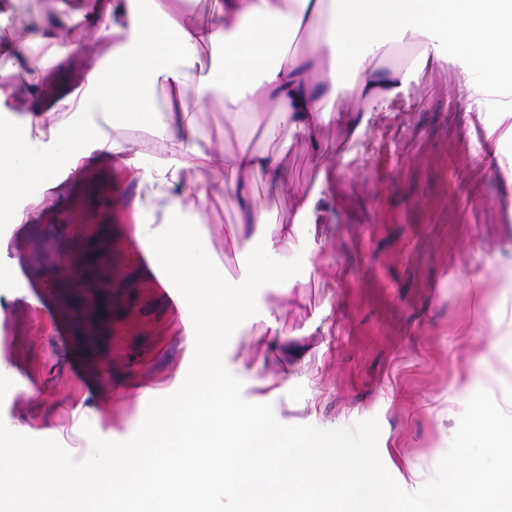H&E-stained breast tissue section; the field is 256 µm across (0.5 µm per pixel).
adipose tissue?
<instances>
[{"label":"adipose tissue","mask_w":512,"mask_h":512,"mask_svg":"<svg viewBox=\"0 0 512 512\" xmlns=\"http://www.w3.org/2000/svg\"><path fill=\"white\" fill-rule=\"evenodd\" d=\"M20 0H0L17 35L0 43V57L24 71L23 86L0 90V225L17 228L53 212L66 180H81L89 163L112 160L122 183L134 185L132 218L141 246L158 255L195 306L198 322L187 333L198 378L183 397L161 403L140 427L145 453L118 446L87 456L79 465L31 450L24 434L0 439V512H86L85 493L110 512H248L240 489L216 482L224 471L269 473L275 450H288L276 493L299 512H422V502L401 487L378 480L370 456L343 443L322 444L312 433L266 419L263 404L288 387L284 376L240 361L236 375L224 368V333L248 315L255 291L292 286L282 240L315 234L311 224L322 182L292 189L283 160L295 141L320 151L319 133L337 123L355 138L366 123L363 101L392 102L410 76L423 69L440 45L468 57L487 82L512 67V0H221L217 18L201 26L181 0H57L68 28L20 10ZM305 32L304 51L288 49L289 35ZM415 43L402 70H379L376 60L393 45ZM83 53V71L68 59ZM336 58L348 69L346 95L337 77L321 70ZM57 72H49L46 62ZM169 94L165 108L155 90ZM223 92L227 153L212 145L192 118L209 96ZM278 121L263 123L266 107ZM264 129L273 150L239 141L242 120ZM135 121L149 140L112 136ZM153 165H143L144 157ZM208 180L186 184L188 168ZM230 176L225 202L238 215L235 239L260 242L241 280L216 277L209 255L196 245L206 221L210 181ZM265 182L274 194L291 195L281 233L272 230L267 205L252 192ZM258 389V403L240 405V381ZM460 437L473 453L448 465L441 495L447 512H512V412L472 403Z\"/></svg>","instance_id":"1"}]
</instances>
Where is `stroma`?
Instances as JSON below:
<instances>
[{
  "mask_svg": "<svg viewBox=\"0 0 512 512\" xmlns=\"http://www.w3.org/2000/svg\"><path fill=\"white\" fill-rule=\"evenodd\" d=\"M439 54L401 100L369 106L357 138L331 123L322 154L295 143L291 186L329 185L320 229L284 249L292 288L258 295L255 322L224 339L227 368L249 359L287 375L269 419L373 454L385 482L425 501L467 455L469 396L512 390V358L495 347L512 336V137L486 135L501 107L460 99L468 58ZM84 182L62 197L68 221L0 230V437L23 424L34 450L75 460L137 439L155 390L174 397L196 372L188 324L122 220L134 188L113 185L108 161ZM224 195L212 183L198 235L215 271L237 279L249 247L232 239ZM268 310L287 331L273 348L260 335ZM79 402L97 415L95 438L69 432ZM48 426L67 429L64 444L41 436Z\"/></svg>",
  "mask_w": 512,
  "mask_h": 512,
  "instance_id": "stroma-1",
  "label": "stroma"
}]
</instances>
